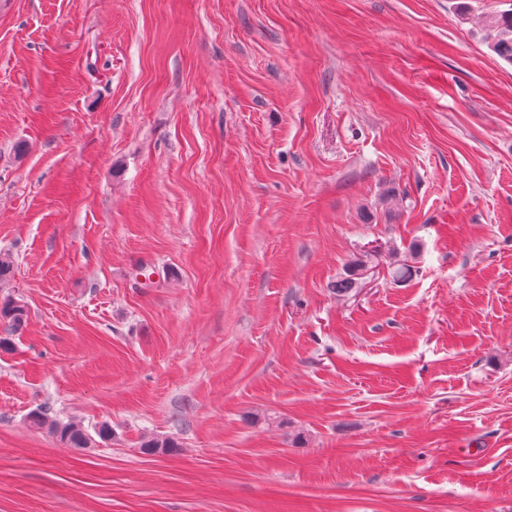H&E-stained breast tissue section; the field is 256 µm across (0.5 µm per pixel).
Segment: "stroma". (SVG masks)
<instances>
[{
  "label": "stroma",
  "instance_id": "1",
  "mask_svg": "<svg viewBox=\"0 0 512 512\" xmlns=\"http://www.w3.org/2000/svg\"><path fill=\"white\" fill-rule=\"evenodd\" d=\"M509 9L0 0V512H512ZM493 32L489 47L499 58L512 63V10L489 17ZM30 418L35 426L46 427L66 448H92V445L95 444L92 436L75 422L62 424L55 420H49L42 413H35Z\"/></svg>",
  "mask_w": 512,
  "mask_h": 512
}]
</instances>
